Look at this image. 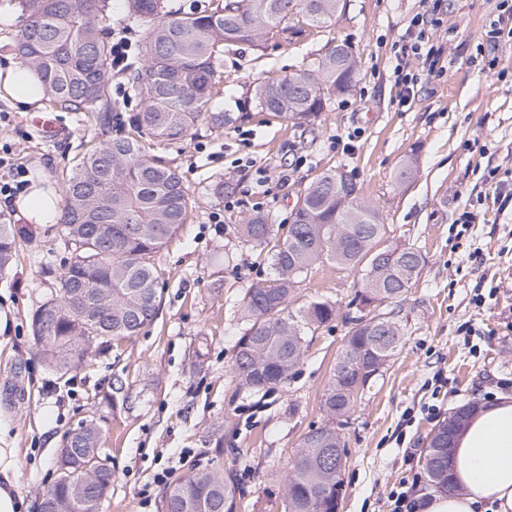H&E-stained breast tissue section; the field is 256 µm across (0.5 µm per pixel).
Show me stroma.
<instances>
[{
    "instance_id": "1",
    "label": "stroma",
    "mask_w": 512,
    "mask_h": 512,
    "mask_svg": "<svg viewBox=\"0 0 512 512\" xmlns=\"http://www.w3.org/2000/svg\"><path fill=\"white\" fill-rule=\"evenodd\" d=\"M418 14L429 20L425 30L411 24ZM497 15L496 0H346L328 26H295L262 50L227 51L212 100L231 117L224 130L202 128L150 149L179 172L191 202L187 223L155 256L156 320L63 377L43 363L29 321L66 255L52 225L31 226L17 263L0 276V448L14 451L24 512H37L67 432L89 418L112 469L101 512H161L170 484L219 443L243 492L239 512H284L286 466L309 429L326 421L320 400L357 314L351 300L362 273L311 269L293 303L330 299L335 320L307 336L286 386L247 392L234 369L241 300L274 271L240 226L259 208L285 237L300 194L336 170L379 209L389 240L415 245L426 259L396 305L401 352L339 428L347 448L340 512H392L395 492L430 493L421 461L430 432L462 404L512 399V202H500L512 193V39L489 38ZM102 28L108 40H129L137 61L145 25L129 17L126 0H109ZM421 32L432 60L411 51ZM337 43L350 47L357 79L313 124L257 108L255 84ZM401 71L418 78L404 107ZM48 109L1 97L9 119L0 141L15 145L29 180L60 193L79 144L119 130L103 133L84 113L61 111V134L46 139L29 119ZM222 179L234 189L219 199L212 189ZM467 212L473 221L461 223Z\"/></svg>"
}]
</instances>
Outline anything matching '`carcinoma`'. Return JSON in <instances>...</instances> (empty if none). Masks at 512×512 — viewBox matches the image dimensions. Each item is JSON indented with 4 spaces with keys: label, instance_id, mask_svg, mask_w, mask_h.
Here are the masks:
<instances>
[{
    "label": "carcinoma",
    "instance_id": "1",
    "mask_svg": "<svg viewBox=\"0 0 512 512\" xmlns=\"http://www.w3.org/2000/svg\"><path fill=\"white\" fill-rule=\"evenodd\" d=\"M134 18L148 23L141 58L127 67L128 80L143 101L129 117L126 134L93 141L66 181L68 204L56 224L68 252L63 271L31 315V333L44 363L66 375L93 348L138 334L151 324L159 305V272L152 258L188 220L191 204L179 173L147 154L149 141L184 142L201 126L219 132L231 121L213 112L211 99L224 78V52L233 46L264 47L269 36L288 31L292 20L323 26L345 6L344 0H224L210 11L173 13L165 0H127ZM24 23L14 51L35 75L44 97L66 112H86L96 126L118 121L112 111V45L101 27L109 0H20ZM357 78L348 46L336 44L304 68L259 83L257 107L285 122L308 124L333 94L348 93ZM245 241L268 249L275 271L244 291L242 312L248 324L237 342L235 373L253 393L288 384L299 364L308 333L333 321L336 303L316 297L289 310L296 284L317 264L370 267L373 248L386 235L379 210L350 192L336 190L335 174L324 173L301 195L286 239L271 243L273 225L259 210L241 225ZM27 229L0 219V275L17 258V243ZM425 259L412 247L376 265L353 300L376 304L378 313L351 318L346 343L324 390L320 406L327 423L302 438L284 478L286 512H336L331 495L342 483V468L323 462L326 448H345L336 422L349 417L358 398L354 364L377 357L390 362L402 346V329L390 304L419 277ZM100 294L106 309L88 317L77 292ZM434 433L425 457L428 481L448 491V474L435 466L439 440ZM78 429L67 435L69 444ZM98 425L87 430L77 458L48 488L49 512H85L81 506L84 465L98 454ZM241 499L236 474L208 463L194 466L167 495L168 512H237Z\"/></svg>",
    "mask_w": 512,
    "mask_h": 512
}]
</instances>
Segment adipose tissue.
I'll list each match as a JSON object with an SVG mask.
<instances>
[{
  "mask_svg": "<svg viewBox=\"0 0 512 512\" xmlns=\"http://www.w3.org/2000/svg\"><path fill=\"white\" fill-rule=\"evenodd\" d=\"M0 95L17 106L41 100L34 78L16 61L0 65ZM17 207L38 224L58 223L59 194L31 185ZM450 479L454 491L419 498L418 512H512V401L481 408L458 432Z\"/></svg>",
  "mask_w": 512,
  "mask_h": 512,
  "instance_id": "1",
  "label": "adipose tissue"
}]
</instances>
